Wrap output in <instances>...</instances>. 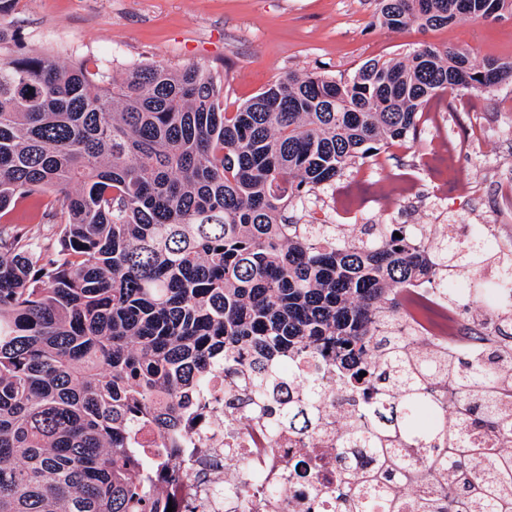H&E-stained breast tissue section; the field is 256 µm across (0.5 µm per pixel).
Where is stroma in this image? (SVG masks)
Listing matches in <instances>:
<instances>
[{"label": "stroma", "mask_w": 512, "mask_h": 512, "mask_svg": "<svg viewBox=\"0 0 512 512\" xmlns=\"http://www.w3.org/2000/svg\"><path fill=\"white\" fill-rule=\"evenodd\" d=\"M377 0H21L0 15L5 41L61 62L100 59L112 75L135 64L207 67L224 79V107L237 106L277 79L322 72L346 80L366 61L407 55L428 43L470 53L475 64L512 59V16L464 18L432 30H391L376 20ZM433 119L415 136L382 147L287 212L305 223L491 224L512 228L491 174L512 164V83L488 92H442ZM417 194L392 197V176ZM454 184L442 195L439 181Z\"/></svg>", "instance_id": "1"}]
</instances>
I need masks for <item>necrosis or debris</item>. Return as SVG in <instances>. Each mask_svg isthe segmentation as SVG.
<instances>
[{"label": "necrosis or debris", "instance_id": "obj_1", "mask_svg": "<svg viewBox=\"0 0 512 512\" xmlns=\"http://www.w3.org/2000/svg\"><path fill=\"white\" fill-rule=\"evenodd\" d=\"M405 306L427 349L453 355L476 350L471 331L449 307L442 290L421 285L407 289ZM325 382L327 434L313 447L296 429L268 436L251 418L250 403L243 400L232 408V425H225L224 374L216 372L201 394L203 408L197 420L185 428L186 445L194 453L181 459L180 468L192 478V494L189 500L173 501L174 512H252L250 498L224 492V483L234 472L266 489V512H336L335 487L342 463L332 445L353 401L337 388L334 375H327Z\"/></svg>", "mask_w": 512, "mask_h": 512}]
</instances>
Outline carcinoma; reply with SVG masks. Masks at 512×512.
Returning a JSON list of instances; mask_svg holds the SVG:
<instances>
[{
    "label": "carcinoma",
    "instance_id": "cac0c4a2",
    "mask_svg": "<svg viewBox=\"0 0 512 512\" xmlns=\"http://www.w3.org/2000/svg\"><path fill=\"white\" fill-rule=\"evenodd\" d=\"M512 15V0H379L393 29ZM512 61L473 64L425 44L348 80L288 74L234 112L224 81L191 65L117 79L96 59L0 58V512H167L196 395L215 369L263 406L272 435H318L331 368L371 410L336 439L372 466L337 482L340 512H512V257L423 224L289 222L288 207L417 131L440 91H488ZM400 233L401 237L394 236ZM499 267L497 281L476 278ZM497 289L478 356L421 353L404 292ZM308 364L284 375L281 359ZM366 376L359 377L360 372ZM296 384L302 396L277 391ZM452 405L418 433L415 411ZM156 439L145 448L137 433ZM434 487L409 500L404 483Z\"/></svg>",
    "mask_w": 512,
    "mask_h": 512
}]
</instances>
